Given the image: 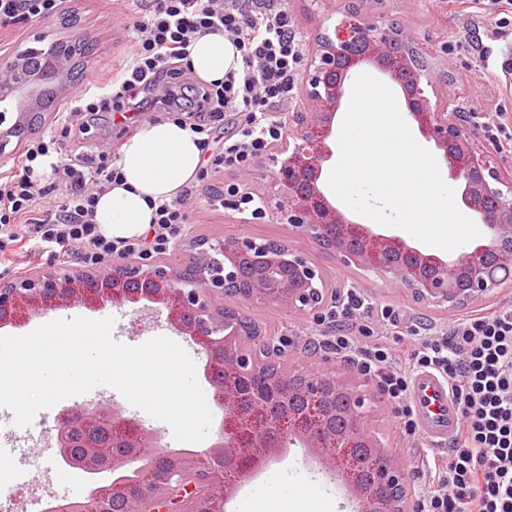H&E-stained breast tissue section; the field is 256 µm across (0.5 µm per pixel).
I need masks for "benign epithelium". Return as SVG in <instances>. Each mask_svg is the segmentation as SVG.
I'll use <instances>...</instances> for the list:
<instances>
[{"label": "benign epithelium", "instance_id": "obj_1", "mask_svg": "<svg viewBox=\"0 0 512 512\" xmlns=\"http://www.w3.org/2000/svg\"><path fill=\"white\" fill-rule=\"evenodd\" d=\"M404 40V31L350 12L317 37L303 74L311 108L288 114L289 133L272 154L276 169L269 190L259 194L261 206L251 216L271 211L297 234L332 251L342 265L376 275L418 304L453 312L512 288V169L501 167L453 111L451 91L433 99L425 94L426 74L416 59L393 52V44ZM71 50L70 42L55 41L42 60L32 62L21 52L4 63L11 80L0 84L1 161L12 155L6 151L11 142L19 145L30 134L23 111L43 107L48 82L67 80ZM362 66L377 68L401 88L409 122L434 144L460 183L462 202L483 226L473 247L445 259L425 254L398 236L354 221L328 198L322 173L333 156L329 139L351 72ZM210 192L224 196L225 208L239 214L241 205L254 200L244 183ZM191 250L185 263L131 258L106 268L25 274L0 283V325L75 304L164 305L170 324L204 353L205 378L221 401L224 417L214 441L190 454L164 447L156 432L126 417L117 404L67 412L54 435L62 469L94 473L103 458L114 472L161 461L166 469L158 482L114 484L112 495L124 499L126 512H172L173 488L185 487L187 504L198 495L199 483L208 501L227 500L241 482L294 446L308 449L319 465L344 480L356 512H411L417 492L404 464L372 426L374 397L333 372L306 369L309 348L287 354L254 319L213 302L216 295L231 294L310 315L336 299L338 287L303 252L278 240L207 237L193 241ZM77 446L85 449L79 458L72 453ZM216 467L236 479L218 487L204 478L185 483L186 472L207 475Z\"/></svg>", "mask_w": 512, "mask_h": 512}]
</instances>
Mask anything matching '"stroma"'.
<instances>
[{
  "label": "stroma",
  "instance_id": "1",
  "mask_svg": "<svg viewBox=\"0 0 512 512\" xmlns=\"http://www.w3.org/2000/svg\"><path fill=\"white\" fill-rule=\"evenodd\" d=\"M350 3L371 19L399 25L421 50L431 74L448 76L456 94L457 109L472 115L468 125L473 135L487 146H494L491 134L475 120L474 115L495 111L512 113V89L505 88L503 71L507 57H512V45L505 47L485 40L475 20L454 12L440 13L428 0H282L308 48L313 47L320 32L334 27L336 18L331 13L332 8ZM148 7L147 0H78V23L75 26L64 25L58 19L51 23H22L12 31L0 33V58L14 56L36 44L45 50L54 40L70 41L80 37L91 48L84 78L94 81L102 66L121 65L122 28L131 24L135 17L144 16ZM452 41L457 42V50H449L448 44ZM119 131L120 124L110 113H100L85 124L79 142L62 140L61 152L66 155L77 150L93 151L105 142L111 149H118L122 142ZM272 168L271 160L264 154L244 168L197 177L191 186L190 222L170 252V260L187 261L188 241L195 236L279 240L305 253L329 282L360 293L370 304L368 314L376 331L386 328L380 313L386 306L398 309L408 321L444 325L453 321V314L417 304L402 289L389 287L373 274L340 265L334 255L324 251L313 240L298 236L289 224L274 214H266L248 224L230 221L227 209L209 194L211 187L242 181L249 182L254 191L267 190ZM232 305L255 319L267 336L287 351L302 347L308 341L320 345L321 335L328 326L320 314L299 316L283 308L260 307L242 299L233 300ZM74 317L92 320L114 318L113 338L130 346L158 336L173 340L178 337L166 320V310H158L143 319L133 307L110 305L63 306L44 311L29 316L20 324L0 326V336H22L47 322ZM311 362L321 372L352 377L359 374L350 361L321 345ZM98 403L122 405L127 417L157 431L164 444L182 448V441L175 439L169 424L127 404L118 391L107 386L66 398L51 408L39 411L26 427L15 425L12 410L0 407V449L14 454L20 481L15 495L0 500V507L5 512H39L43 500L82 493L80 474L63 472L56 464L51 448L54 425L63 410ZM393 408L390 400H382L374 418V427L381 440L404 462L411 483L416 488H423L421 462L435 451L436 446L423 434L406 435L393 415ZM352 508L353 504L341 483L322 472L306 449L294 447L283 452L277 461L254 478L241 483L233 497L222 506L223 512H351Z\"/></svg>",
  "mask_w": 512,
  "mask_h": 512
}]
</instances>
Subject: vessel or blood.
Wrapping results in <instances>:
<instances>
[{
    "label": "vessel or blood",
    "instance_id": "obj_1",
    "mask_svg": "<svg viewBox=\"0 0 512 512\" xmlns=\"http://www.w3.org/2000/svg\"><path fill=\"white\" fill-rule=\"evenodd\" d=\"M410 398L424 435L438 445L452 438L460 412L446 383L433 373H420L413 380Z\"/></svg>",
    "mask_w": 512,
    "mask_h": 512
}]
</instances>
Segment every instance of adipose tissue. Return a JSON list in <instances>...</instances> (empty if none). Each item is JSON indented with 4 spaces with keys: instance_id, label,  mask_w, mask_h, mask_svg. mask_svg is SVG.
<instances>
[{
    "instance_id": "adipose-tissue-1",
    "label": "adipose tissue",
    "mask_w": 512,
    "mask_h": 512,
    "mask_svg": "<svg viewBox=\"0 0 512 512\" xmlns=\"http://www.w3.org/2000/svg\"><path fill=\"white\" fill-rule=\"evenodd\" d=\"M191 70L206 84L240 69L242 58L222 33L199 37L190 48ZM121 184L98 197L94 221L104 235L125 239L144 235L153 204L172 200L195 182L202 161L199 137L172 119L144 122L117 151Z\"/></svg>"
}]
</instances>
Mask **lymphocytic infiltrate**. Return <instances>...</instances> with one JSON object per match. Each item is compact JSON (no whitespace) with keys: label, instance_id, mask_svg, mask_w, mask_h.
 I'll list each match as a JSON object with an SVG mask.
<instances>
[{"label":"lymphocytic infiltrate","instance_id":"lymphocytic-infiltrate-1","mask_svg":"<svg viewBox=\"0 0 512 512\" xmlns=\"http://www.w3.org/2000/svg\"><path fill=\"white\" fill-rule=\"evenodd\" d=\"M63 0H0V31L27 20L49 21ZM224 33L241 54L242 67L221 82L192 84L166 95L167 111L196 105L190 130L208 149L225 113L239 115L235 137L212 152L213 170L245 166L282 139L288 108L300 81L304 44L277 0H153L141 20L127 27L126 60L114 85L75 94L59 133L31 141L18 164L0 174V264L16 255L56 254L75 243L88 266L108 257L169 253L187 222L185 197L157 205L150 239H111L94 222L99 193L120 177L115 160L78 153L45 164L58 136H70L71 119L101 112L144 111L145 95L182 77L190 44ZM364 306L348 292L332 315L327 343L366 376L377 379L407 433L418 430L410 392L417 373L437 374L458 405L461 423L448 451L426 464L419 512H512V305L480 308L451 326L431 328L419 347L394 350L359 316Z\"/></svg>","mask_w":512,"mask_h":512}]
</instances>
